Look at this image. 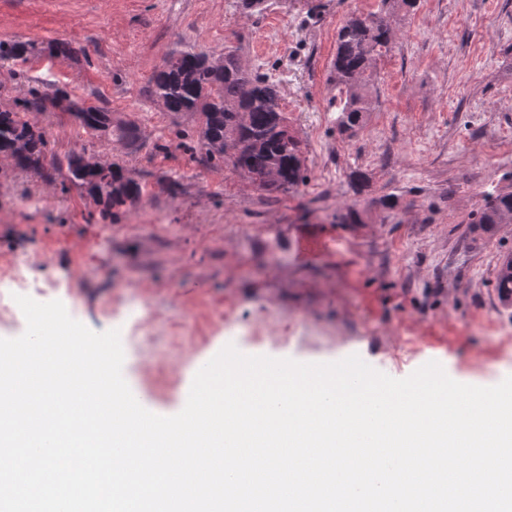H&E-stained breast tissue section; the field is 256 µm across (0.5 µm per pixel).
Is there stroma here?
<instances>
[{"instance_id": "obj_1", "label": "stroma", "mask_w": 512, "mask_h": 512, "mask_svg": "<svg viewBox=\"0 0 512 512\" xmlns=\"http://www.w3.org/2000/svg\"><path fill=\"white\" fill-rule=\"evenodd\" d=\"M269 2L247 16L238 0H0V39L72 49L0 64V109L31 102L48 137L39 170L0 161V284L26 256L41 301L119 330L125 380L164 416L229 343L300 362L356 353L398 379L434 360L458 382L500 383L512 308L494 280L512 224L489 233L473 218L485 195L512 189V0L395 10L391 48L371 67L372 110L352 133L336 125V31L380 15L381 0ZM186 48L237 50L279 85L304 184L271 197L206 160L196 116L150 93ZM60 88L136 122V149L79 128L53 104ZM83 148L146 189L115 220L85 190L61 188L67 155ZM352 209L359 223H345Z\"/></svg>"}]
</instances>
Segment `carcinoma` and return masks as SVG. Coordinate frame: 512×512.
Here are the masks:
<instances>
[{
    "label": "carcinoma",
    "instance_id": "obj_1",
    "mask_svg": "<svg viewBox=\"0 0 512 512\" xmlns=\"http://www.w3.org/2000/svg\"><path fill=\"white\" fill-rule=\"evenodd\" d=\"M394 36L381 20L351 17L338 29L331 79L345 92L336 124L353 131L370 111L366 74L375 56L387 51ZM39 52L24 41H0V62L25 60ZM153 94L164 109L174 114L198 116V140L207 157L227 162L266 194L287 193L305 179L301 142L289 131L281 107L278 85L241 65L237 51L226 49L214 60L192 49L172 53L156 71ZM56 103L66 104L79 126L97 137L117 135L129 145L139 139L131 122L112 124V113L56 91ZM48 141L27 118V113L0 110V155L26 170L42 165ZM69 181L88 191L109 212L142 197L141 183L116 162L103 164L87 149L67 156ZM512 219V192L503 191L484 200L473 220L488 231ZM500 302L512 306V255L504 257L495 274Z\"/></svg>",
    "mask_w": 512,
    "mask_h": 512
}]
</instances>
